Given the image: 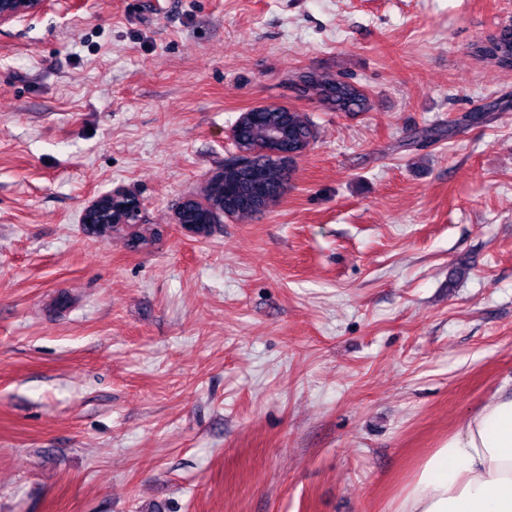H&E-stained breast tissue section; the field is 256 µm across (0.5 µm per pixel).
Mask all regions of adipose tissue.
<instances>
[{
    "label": "adipose tissue",
    "mask_w": 512,
    "mask_h": 512,
    "mask_svg": "<svg viewBox=\"0 0 512 512\" xmlns=\"http://www.w3.org/2000/svg\"><path fill=\"white\" fill-rule=\"evenodd\" d=\"M395 512H512V391L495 393L420 460Z\"/></svg>",
    "instance_id": "1"
}]
</instances>
